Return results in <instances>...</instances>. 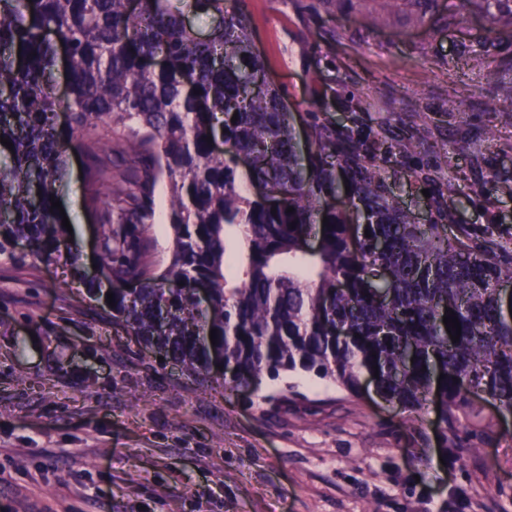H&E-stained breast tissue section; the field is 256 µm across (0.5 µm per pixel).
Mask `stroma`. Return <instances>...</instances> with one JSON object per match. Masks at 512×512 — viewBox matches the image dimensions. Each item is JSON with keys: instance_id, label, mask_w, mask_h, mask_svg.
Segmentation results:
<instances>
[{"instance_id": "1", "label": "stroma", "mask_w": 512, "mask_h": 512, "mask_svg": "<svg viewBox=\"0 0 512 512\" xmlns=\"http://www.w3.org/2000/svg\"><path fill=\"white\" fill-rule=\"evenodd\" d=\"M292 113L367 134L420 224L512 244V43L448 0H242ZM460 102L458 111L449 100ZM58 199L84 270L100 229ZM414 415L300 373L225 390L159 362L65 262L0 258V512H512V418L471 397L440 438Z\"/></svg>"}]
</instances>
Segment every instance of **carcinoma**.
<instances>
[{"mask_svg": "<svg viewBox=\"0 0 512 512\" xmlns=\"http://www.w3.org/2000/svg\"><path fill=\"white\" fill-rule=\"evenodd\" d=\"M448 2L450 16L479 14L512 36V0ZM225 4L0 0V136L13 144L11 162H0V256L78 267L50 202L74 151L85 161L83 206L102 230V260L127 284L89 281L87 294L104 302L112 292V318L163 361L204 376L220 355L240 368L224 380L237 391L299 369L356 394L376 371L385 401L434 406L445 440L452 408L470 396L512 416V314L500 288L512 281V252L500 245L493 258L489 240L460 226L415 223L351 130L314 128V149L302 155L278 88L267 79L256 87L266 71L246 17ZM188 13L219 16L224 27L202 40ZM51 33L66 49L61 97ZM218 141L230 149L215 151ZM114 154L131 161L118 174ZM345 185L350 206L327 207ZM160 190L171 232L165 264L144 239ZM307 237L316 248L304 247ZM20 240L30 252L16 251ZM194 281L209 289L205 307ZM447 308L461 325L456 343Z\"/></svg>", "mask_w": 512, "mask_h": 512, "instance_id": "carcinoma-1", "label": "carcinoma"}]
</instances>
